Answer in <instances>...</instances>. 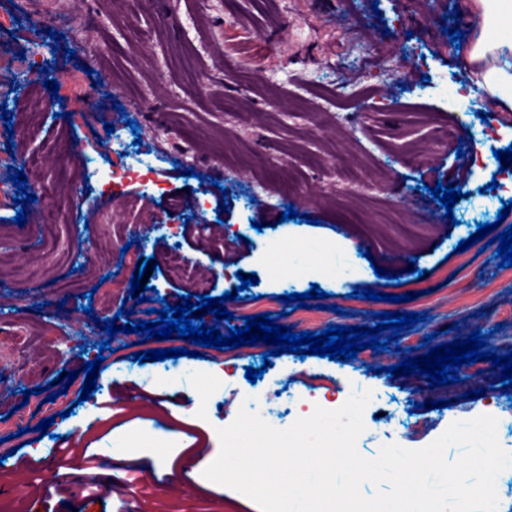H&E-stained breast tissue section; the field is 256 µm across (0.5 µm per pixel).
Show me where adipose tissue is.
I'll return each mask as SVG.
<instances>
[{"label":"adipose tissue","mask_w":512,"mask_h":512,"mask_svg":"<svg viewBox=\"0 0 512 512\" xmlns=\"http://www.w3.org/2000/svg\"><path fill=\"white\" fill-rule=\"evenodd\" d=\"M469 13L477 37L465 62L473 82L499 110L512 111V0H476Z\"/></svg>","instance_id":"1"}]
</instances>
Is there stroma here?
I'll use <instances>...</instances> for the list:
<instances>
[{
  "instance_id": "35a3bbf8",
  "label": "stroma",
  "mask_w": 512,
  "mask_h": 512,
  "mask_svg": "<svg viewBox=\"0 0 512 512\" xmlns=\"http://www.w3.org/2000/svg\"><path fill=\"white\" fill-rule=\"evenodd\" d=\"M466 0H0V43L29 69L0 70V103L13 117L0 120V152L35 155L52 188L59 213L52 237L42 214L14 202L12 171L0 167V252L13 255L0 269V512H116L128 494L137 512H260L243 494L213 483L201 470L183 472L174 461L198 453L210 464L220 451L217 428L240 408L259 413L269 425L294 422L283 414L280 387L308 394V378L337 389L339 401L371 390L364 411L366 430L359 453L374 457L389 443L407 446L408 423L428 421L422 442L430 444L453 422L494 416L502 447L512 449V401L507 396L466 398V391L499 384L500 371L484 362L482 378L430 387L425 377H390L403 351L434 335L436 343L487 332V349L512 351V281L504 280L495 246L458 251L478 225L494 223L512 189L492 186L501 163L495 151L512 146V120H501L502 139H483V116L494 108L471 93ZM460 28V43L449 29ZM75 51L57 84L66 85L55 114L28 111L48 88L26 86L28 70L50 67L56 44ZM417 47L426 62L407 67L406 49ZM463 96H455V89ZM135 122L142 142L134 151L152 164L148 179L131 177L116 192L104 182L81 183L64 147L78 148L82 162L109 171L121 152L105 149V124L126 132ZM462 122L460 145L430 149V127ZM429 151L427 163H411L397 146ZM480 157L472 165L459 151ZM358 167L374 183L371 191L340 195L336 171ZM454 184L463 196L452 218L440 219L410 242L400 225L417 223L416 198L436 182ZM227 212H220V205ZM299 217L282 221L286 207ZM24 226H16L17 212ZM173 224L176 236L156 232L142 242L144 217ZM221 220L207 234L208 220ZM112 243L109 262L95 261L98 241ZM136 242L138 259L157 263L147 281L157 310L148 314L129 289L106 296L102 277L130 281L135 262L122 256ZM370 255L362 257L361 243ZM179 250L189 269L210 276V297L231 291L239 276L258 285L240 291L235 317L271 314L293 332H322L328 325L374 327L381 312L426 314V321L401 332L396 349L372 363L284 353L263 384L249 387L247 368L269 347L258 342L200 357L182 356L179 374L166 362H137L134 355L157 348H190V341H158L125 328L158 321L165 305L178 304L191 287L167 263ZM393 272L377 277L375 267ZM373 286L381 300L353 297L355 286ZM325 292L324 308H293L290 293ZM410 301H403V294ZM400 303L388 302V295ZM125 306L109 353L98 369L103 389L81 400L88 361L85 344L100 345L96 319L109 307ZM75 373L71 385L60 371ZM51 386L54 401L37 394ZM448 407L428 408V401ZM384 420H376L377 412ZM53 424L46 436L36 427ZM64 448L110 453L127 461L118 483L44 499L52 466ZM162 459L145 468L146 456Z\"/></svg>"
}]
</instances>
